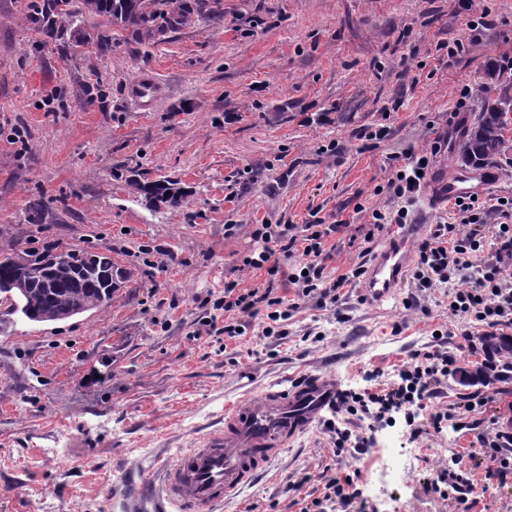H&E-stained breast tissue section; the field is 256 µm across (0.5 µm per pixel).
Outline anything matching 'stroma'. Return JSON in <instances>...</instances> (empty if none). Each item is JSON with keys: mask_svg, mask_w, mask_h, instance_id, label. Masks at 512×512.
Segmentation results:
<instances>
[{"mask_svg": "<svg viewBox=\"0 0 512 512\" xmlns=\"http://www.w3.org/2000/svg\"><path fill=\"white\" fill-rule=\"evenodd\" d=\"M223 4L221 21L202 16L155 43L84 15L72 24L88 38L79 45L31 24V0H0V254L92 245L134 272L107 308L61 322L27 320L0 297V512H155L140 474L223 424L245 393L314 372L361 391L375 371L387 389L439 346L470 372L484 361L486 327L471 322L474 347L463 348L447 289L409 280L372 306L348 273L399 231L369 243L358 233L373 210H394L384 188L396 158L429 149L461 86L512 57V0H485L493 23L474 32L455 0ZM103 28L105 52L92 40ZM459 38L456 58L436 48ZM142 71L158 81L148 110L130 94ZM382 125L390 137L367 147L365 132ZM134 173L178 182L185 202H146L127 183ZM35 198L47 207L40 224L28 219ZM315 215L351 226L324 239L326 276L348 277L337 308L298 301L279 341L262 337L259 318L238 340L210 336L225 280L266 284L265 271L238 267L256 226ZM468 392L455 378L439 385L416 434L399 407L389 425L351 417L353 433L373 436L356 458L334 456L327 411L220 512H300L354 469L369 512H456L433 489L448 471L469 480L472 512H512V474L487 483L478 441L490 418L512 426V370L490 384L487 408L463 413V428L434 430L430 413ZM392 451L407 483L382 473Z\"/></svg>", "mask_w": 512, "mask_h": 512, "instance_id": "1", "label": "stroma"}]
</instances>
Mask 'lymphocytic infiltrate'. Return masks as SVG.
<instances>
[{
	"label": "lymphocytic infiltrate",
	"mask_w": 512,
	"mask_h": 512,
	"mask_svg": "<svg viewBox=\"0 0 512 512\" xmlns=\"http://www.w3.org/2000/svg\"><path fill=\"white\" fill-rule=\"evenodd\" d=\"M447 136L438 137L429 151L422 155H410L398 168V173L387 183L390 196L404 201V208L386 213L373 211L372 222L364 235L372 240L387 225L405 223L406 205L419 194L433 155L447 148ZM458 218L454 224H438L430 229L418 246V261L412 278L421 288L448 289V309L465 320L475 318L487 327L500 330L512 329V197L505 202L488 203L476 199L453 203ZM497 215V224H488L490 215ZM339 221L325 226L304 225L303 237H296L291 225L276 229L264 224L254 232L259 245L256 256L243 260L244 266L265 269L270 281L266 288H244L238 280L224 283V297L216 307L224 313L223 326L212 327L211 333L234 339L243 336L248 319L260 316L267 324L262 328L266 338L274 337L297 305L277 296L272 287L279 275H287L296 285L298 298L315 300L317 305L337 304L343 279L327 281L322 262V247L325 236L345 229ZM303 241L301 261H295L291 273H284L282 259H293L296 241ZM492 247L493 261H480L479 255L485 247ZM457 357L436 349L403 366L397 386L386 392L364 391L360 394H341L338 402L341 409L354 415L378 406L380 413H388L393 407L408 404L423 409L438 385L450 377L461 374ZM482 447L491 451L486 467L485 480L502 479L512 473V428L494 427L480 435Z\"/></svg>",
	"instance_id": "lymphocytic-infiltrate-1"
}]
</instances>
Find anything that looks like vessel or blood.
<instances>
[{"instance_id":"vessel-or-blood-1","label":"vessel or blood","mask_w":512,"mask_h":512,"mask_svg":"<svg viewBox=\"0 0 512 512\" xmlns=\"http://www.w3.org/2000/svg\"><path fill=\"white\" fill-rule=\"evenodd\" d=\"M498 183L492 168L432 171L423 189L428 205L443 199L480 196ZM412 253L408 232L389 237L376 252L360 285L366 302L388 301L403 283ZM336 401V384L321 374H307L289 386L245 394L224 411L223 427L198 438L161 467L160 504L175 512H210L234 500L263 476L284 448L310 431Z\"/></svg>"}]
</instances>
